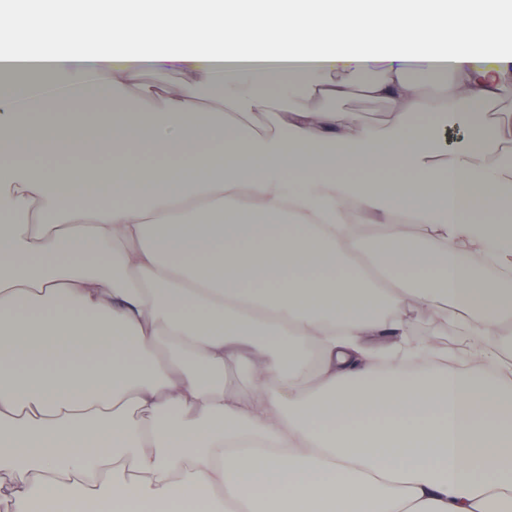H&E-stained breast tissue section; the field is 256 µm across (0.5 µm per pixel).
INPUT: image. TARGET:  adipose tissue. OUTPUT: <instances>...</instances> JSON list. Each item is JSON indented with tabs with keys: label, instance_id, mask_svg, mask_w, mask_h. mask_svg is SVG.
I'll return each instance as SVG.
<instances>
[{
	"label": "adipose tissue",
	"instance_id": "1",
	"mask_svg": "<svg viewBox=\"0 0 512 512\" xmlns=\"http://www.w3.org/2000/svg\"><path fill=\"white\" fill-rule=\"evenodd\" d=\"M53 10L63 43L20 40ZM370 69L380 128L329 108ZM510 94L492 0L1 8L6 512H512V290L462 257L512 278V127L483 113ZM447 121L484 132L449 145ZM427 314L485 346L457 366L406 343Z\"/></svg>",
	"mask_w": 512,
	"mask_h": 512
}]
</instances>
